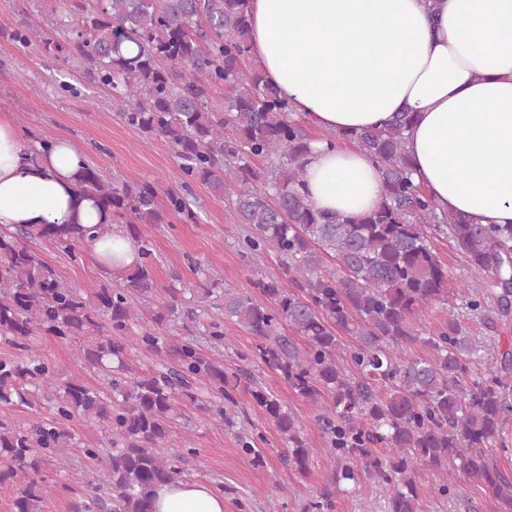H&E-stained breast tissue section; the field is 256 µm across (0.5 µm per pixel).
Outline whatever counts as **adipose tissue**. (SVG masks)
<instances>
[{
    "label": "adipose tissue",
    "mask_w": 512,
    "mask_h": 512,
    "mask_svg": "<svg viewBox=\"0 0 512 512\" xmlns=\"http://www.w3.org/2000/svg\"><path fill=\"white\" fill-rule=\"evenodd\" d=\"M249 0L250 62L291 96L311 127L346 134L413 115L406 151L413 176L448 214L512 224V0ZM83 152L66 139L34 153L0 116V228L91 226L106 214L73 191ZM307 197L319 211L358 218L385 191L354 142L314 141ZM119 272L137 245L113 230L91 245ZM154 512H224L205 482L160 487Z\"/></svg>",
    "instance_id": "adipose-tissue-1"
}]
</instances>
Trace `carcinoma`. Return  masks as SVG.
Returning <instances> with one entry per match:
<instances>
[{"instance_id": "obj_1", "label": "carcinoma", "mask_w": 512, "mask_h": 512, "mask_svg": "<svg viewBox=\"0 0 512 512\" xmlns=\"http://www.w3.org/2000/svg\"><path fill=\"white\" fill-rule=\"evenodd\" d=\"M248 0H55L51 25L59 40L37 27L14 35L25 46L38 39L112 95V107L148 141L171 147L183 175L209 186L227 205L233 224L250 229L238 246L252 254L268 247L293 273V287L258 273L252 292L224 287L217 271L194 264L206 298L221 301L224 322L255 337L251 356L281 376L293 395L319 406L318 423L331 479L310 502L332 512L337 494L366 481L388 491L386 512H421L417 478L434 470L483 485L512 512V473L499 468L500 436L512 415V349L499 366L477 375L481 348L463 334L454 312L441 330L423 335L414 319L448 300V270L431 238L447 236L471 268L486 277L466 282L467 308L495 300L499 317L512 314V224H473L439 211L411 176L406 152L408 112L382 128L350 134L376 163L385 187L381 205L350 219L314 209L302 191L304 157L313 137L295 116L288 95L251 66ZM224 89V108L210 103ZM266 164L265 169L256 163ZM79 195L92 198L124 225L139 247V262L113 276L115 285L92 292L63 282L28 246L48 239L66 252L97 235L77 223L0 229V342L25 352L0 357V406L52 416L28 425L0 421V485L19 484L12 512H44L51 491L73 496L70 512H153L159 486L184 480L192 457L169 447L174 425L190 405L232 429L234 392L251 389L256 405L281 434V458L308 468L311 447L278 394L253 385L245 370L228 373L203 354L196 336L224 341V326L201 325L181 288H157L153 240L142 224H163L158 187L108 181L84 165L75 176ZM184 224L198 214L186 196L169 193ZM183 323L177 343L164 330ZM355 338L341 345L338 331ZM49 335L78 341L84 369L101 381L59 380L35 340ZM423 345L431 355L415 356ZM152 357L143 375L130 352ZM80 418L109 448H84L92 477L77 487L46 478L48 467L76 448L66 427ZM243 453L266 464L263 436L235 432Z\"/></svg>"}]
</instances>
